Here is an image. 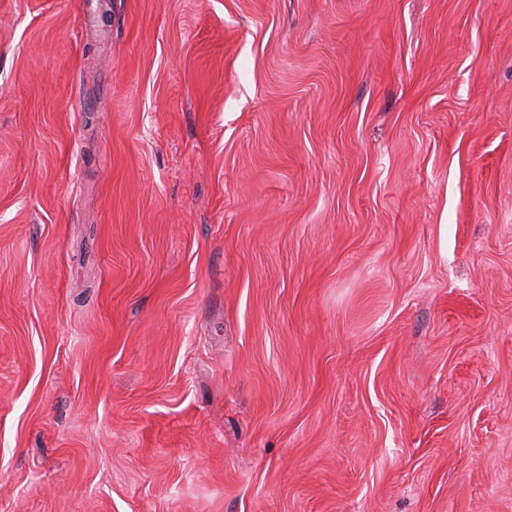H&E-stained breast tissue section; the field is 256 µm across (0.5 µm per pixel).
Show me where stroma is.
Returning <instances> with one entry per match:
<instances>
[{"instance_id":"1","label":"stroma","mask_w":512,"mask_h":512,"mask_svg":"<svg viewBox=\"0 0 512 512\" xmlns=\"http://www.w3.org/2000/svg\"><path fill=\"white\" fill-rule=\"evenodd\" d=\"M0 512H512V0H0Z\"/></svg>"}]
</instances>
